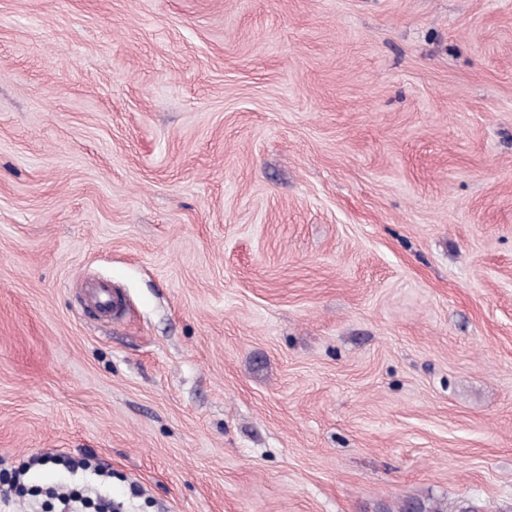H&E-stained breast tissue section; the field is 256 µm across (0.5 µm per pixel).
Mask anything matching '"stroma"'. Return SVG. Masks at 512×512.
<instances>
[{"instance_id":"35a3bbf8","label":"stroma","mask_w":512,"mask_h":512,"mask_svg":"<svg viewBox=\"0 0 512 512\" xmlns=\"http://www.w3.org/2000/svg\"><path fill=\"white\" fill-rule=\"evenodd\" d=\"M24 465L0 512H512V0H0ZM397 512H448V502L436 497H412L397 505Z\"/></svg>"}]
</instances>
